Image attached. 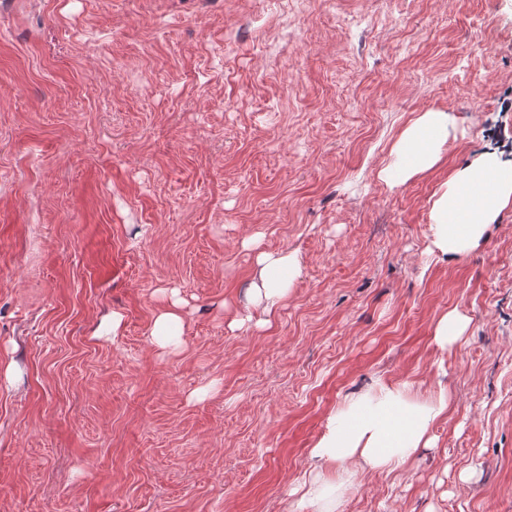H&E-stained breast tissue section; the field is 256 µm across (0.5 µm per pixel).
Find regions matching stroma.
I'll return each instance as SVG.
<instances>
[{"mask_svg": "<svg viewBox=\"0 0 512 512\" xmlns=\"http://www.w3.org/2000/svg\"><path fill=\"white\" fill-rule=\"evenodd\" d=\"M429 110L453 118L440 166L389 187ZM492 151L512 0H0V512H286L378 378L451 404L342 512H512V209L464 257L430 249L432 194ZM261 251L300 272L270 327L230 328ZM182 306V301L173 293L171 304L160 309L155 316L150 334L151 341L163 354H172L180 346V336L184 327ZM467 327L465 317L458 311L445 314L435 327V340L439 346L446 349L453 345L462 336Z\"/></svg>", "mask_w": 512, "mask_h": 512, "instance_id": "35a3bbf8", "label": "stroma"}]
</instances>
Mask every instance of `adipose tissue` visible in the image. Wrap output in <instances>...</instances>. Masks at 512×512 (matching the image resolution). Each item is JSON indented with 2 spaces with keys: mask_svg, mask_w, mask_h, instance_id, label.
Instances as JSON below:
<instances>
[{
  "mask_svg": "<svg viewBox=\"0 0 512 512\" xmlns=\"http://www.w3.org/2000/svg\"><path fill=\"white\" fill-rule=\"evenodd\" d=\"M448 112L431 110L411 117L393 143L390 162L380 178L405 184L442 161L441 144L448 135ZM512 209V161L484 153L451 171L430 199L433 246L448 258L477 249L489 225ZM295 255L263 253L249 301L261 307L260 325H268L288 296L287 275L298 274ZM183 303L173 299L159 310L151 341L162 353L180 346ZM447 391L427 399L415 396L411 383L376 379L366 390L345 397L330 417L326 432L311 450L323 467L297 483L289 512H339L346 491L370 473L402 470L419 449L433 445L430 430L448 411Z\"/></svg>",
  "mask_w": 512,
  "mask_h": 512,
  "instance_id": "ef3b65f1",
  "label": "adipose tissue"
}]
</instances>
